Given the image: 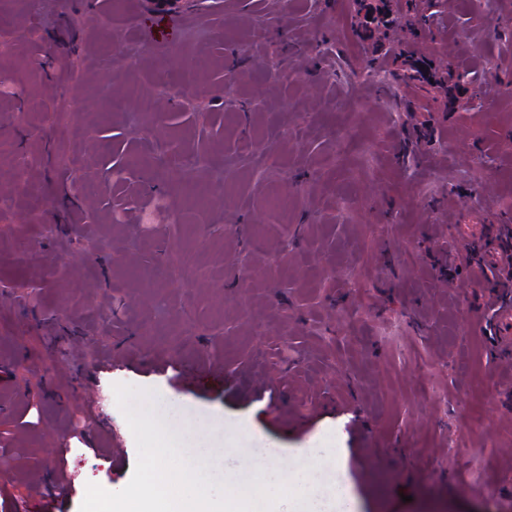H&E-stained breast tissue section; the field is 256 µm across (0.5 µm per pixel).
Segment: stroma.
<instances>
[{"mask_svg": "<svg viewBox=\"0 0 512 512\" xmlns=\"http://www.w3.org/2000/svg\"><path fill=\"white\" fill-rule=\"evenodd\" d=\"M425 2L0 0V512L129 483L117 384L237 480L302 472L320 512L339 487L351 512H512V352L485 331L512 273L465 264L512 242V0ZM211 58L232 82L182 80ZM131 83L138 116L112 107ZM144 140L165 179L131 169ZM84 410L108 448L74 444L57 498Z\"/></svg>", "mask_w": 512, "mask_h": 512, "instance_id": "1", "label": "stroma"}]
</instances>
